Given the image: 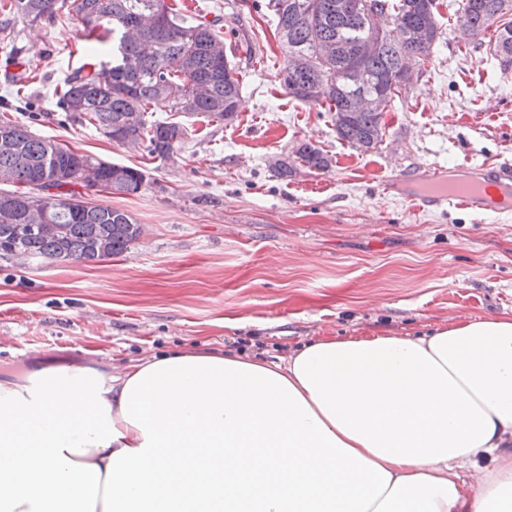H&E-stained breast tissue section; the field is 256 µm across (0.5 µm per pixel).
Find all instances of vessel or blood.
<instances>
[{
	"label": "vessel or blood",
	"instance_id": "obj_1",
	"mask_svg": "<svg viewBox=\"0 0 512 512\" xmlns=\"http://www.w3.org/2000/svg\"><path fill=\"white\" fill-rule=\"evenodd\" d=\"M414 179L423 183V190L407 188L403 195L422 207L512 211V168L508 166L487 163L437 166L419 170Z\"/></svg>",
	"mask_w": 512,
	"mask_h": 512
}]
</instances>
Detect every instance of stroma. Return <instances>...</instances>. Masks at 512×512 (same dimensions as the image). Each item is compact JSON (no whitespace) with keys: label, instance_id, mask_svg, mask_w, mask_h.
Returning <instances> with one entry per match:
<instances>
[{"label":"stroma","instance_id":"stroma-1","mask_svg":"<svg viewBox=\"0 0 512 512\" xmlns=\"http://www.w3.org/2000/svg\"><path fill=\"white\" fill-rule=\"evenodd\" d=\"M242 82L224 123L185 117L169 161L110 141L61 111L56 89L84 64L81 25L61 14L0 32V113L79 153L143 169L134 195L85 193L129 212L145 232L122 255L20 266L0 258V380L34 351L104 362L175 347L257 353L271 362L322 336H418L512 310V214L420 211L391 190L413 170L512 165V70L487 36L463 32L437 0L442 36L429 64L385 113L378 149L336 136L332 115L288 96L284 48L268 0H196ZM324 170L279 160L299 142Z\"/></svg>","mask_w":512,"mask_h":512}]
</instances>
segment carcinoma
Wrapping results in <instances>:
<instances>
[{
  "label": "carcinoma",
  "mask_w": 512,
  "mask_h": 512,
  "mask_svg": "<svg viewBox=\"0 0 512 512\" xmlns=\"http://www.w3.org/2000/svg\"><path fill=\"white\" fill-rule=\"evenodd\" d=\"M348 2L270 0L285 48L279 76L296 100L328 106L339 139L369 152L383 142L384 113L403 92L391 89V82L410 57L430 59L441 26L436 0H373L374 16L345 8ZM62 9L82 25L85 39L100 40L99 31L112 37V61L67 79L58 92L60 108L72 119L167 161L186 128L179 121L152 123L147 113L158 109L209 122L235 117L241 82L214 25L184 23L168 0H0V31L16 17L34 24ZM455 15L457 24L475 35L494 30L492 53L503 69L512 66V0H459ZM391 27L400 30L399 40L388 37ZM0 133L11 139L10 147H0L1 180L21 197L39 181L56 188L47 206L0 204V253L19 244L43 261L84 262L101 252L107 258L120 255L140 237L131 214L84 206L62 188L79 183L133 195L143 186V170L81 154L4 114ZM294 157L310 169L329 167L324 152L307 142L297 146ZM45 222L62 232L16 241L19 225Z\"/></svg>",
  "instance_id": "1"
}]
</instances>
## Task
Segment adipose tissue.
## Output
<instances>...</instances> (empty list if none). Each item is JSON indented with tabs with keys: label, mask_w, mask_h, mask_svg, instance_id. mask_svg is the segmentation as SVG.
Returning a JSON list of instances; mask_svg holds the SVG:
<instances>
[{
	"label": "adipose tissue",
	"mask_w": 512,
	"mask_h": 512,
	"mask_svg": "<svg viewBox=\"0 0 512 512\" xmlns=\"http://www.w3.org/2000/svg\"><path fill=\"white\" fill-rule=\"evenodd\" d=\"M0 512H512V312L427 336L37 361Z\"/></svg>",
	"instance_id": "ef3b65f1"
}]
</instances>
